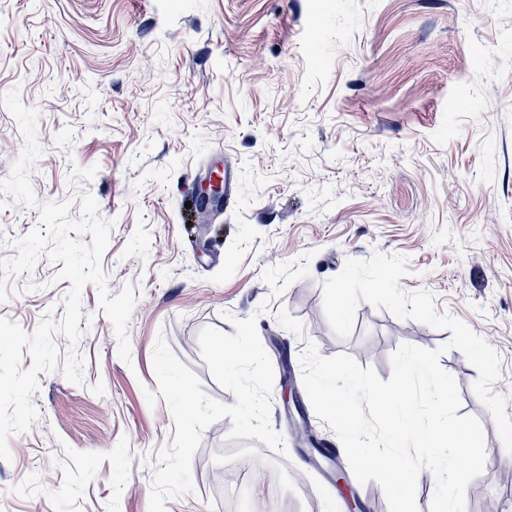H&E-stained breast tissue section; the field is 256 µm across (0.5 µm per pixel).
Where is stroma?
<instances>
[{"label":"stroma","instance_id":"1","mask_svg":"<svg viewBox=\"0 0 512 512\" xmlns=\"http://www.w3.org/2000/svg\"><path fill=\"white\" fill-rule=\"evenodd\" d=\"M12 90L39 113L38 202L94 196L113 223L108 288L132 284L137 302L127 364L96 287H84V382L39 374L38 418L0 461V512H148L157 453L175 436L152 367L157 336L231 405L198 334L233 333L231 318L252 315L287 453L229 439L223 418L192 459L193 492L167 512H225L224 466L244 449L266 468L248 490L252 512H350L351 495L389 512L376 482L326 489L297 464L301 423L342 444L309 399L298 412L283 401L303 386L307 342L386 381L400 344L450 340L365 302L348 337L332 331L323 282L376 251L406 256L402 289L431 291L437 313L499 354L491 390L512 417V0H0V94ZM224 155L237 163V206L193 225L185 203ZM38 225L37 209L0 211V257ZM308 251V277L271 299L264 270ZM57 271L43 259L15 277L0 317L29 332L45 314L61 319L71 283ZM440 364L497 472L470 482L465 512L488 501L512 512V454L473 390L478 372L455 349Z\"/></svg>","mask_w":512,"mask_h":512}]
</instances>
